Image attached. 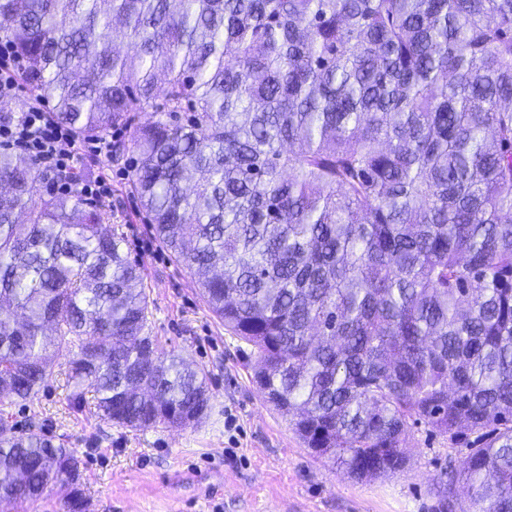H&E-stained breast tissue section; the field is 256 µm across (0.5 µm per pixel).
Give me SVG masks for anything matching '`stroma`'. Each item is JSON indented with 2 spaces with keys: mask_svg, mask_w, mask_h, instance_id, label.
<instances>
[{
  "mask_svg": "<svg viewBox=\"0 0 512 512\" xmlns=\"http://www.w3.org/2000/svg\"><path fill=\"white\" fill-rule=\"evenodd\" d=\"M129 157L79 158L77 173L112 176L106 228L118 229L140 265L160 348L206 374L211 408L185 429L130 432L67 399L64 359L47 387L13 406L17 432L38 430L80 461L82 512H435L447 475L466 450L425 425L412 428L408 464L395 475L359 480L314 456L287 416L267 403L253 376L251 348L208 309L196 284L155 238L130 185ZM234 417L235 435L224 430Z\"/></svg>",
  "mask_w": 512,
  "mask_h": 512,
  "instance_id": "stroma-1",
  "label": "stroma"
}]
</instances>
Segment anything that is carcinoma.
Listing matches in <instances>:
<instances>
[{
  "instance_id": "cac0c4a2",
  "label": "carcinoma",
  "mask_w": 512,
  "mask_h": 512,
  "mask_svg": "<svg viewBox=\"0 0 512 512\" xmlns=\"http://www.w3.org/2000/svg\"><path fill=\"white\" fill-rule=\"evenodd\" d=\"M0 35L77 135L151 113L115 156L306 448L394 474L425 424L469 448L438 512H512V0H0ZM0 184V504L79 512L74 452L8 428L48 351L129 430L211 396L150 336L122 234L20 153Z\"/></svg>"
}]
</instances>
